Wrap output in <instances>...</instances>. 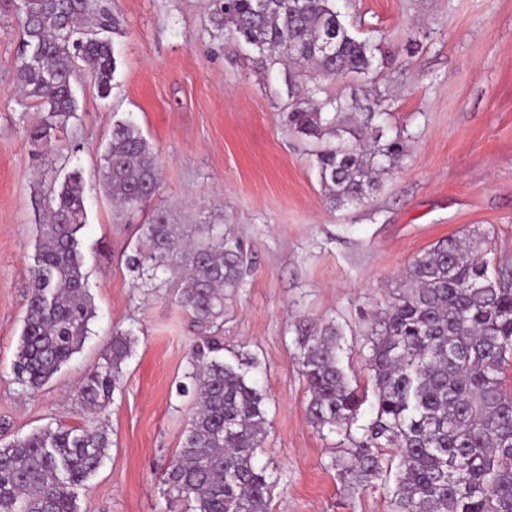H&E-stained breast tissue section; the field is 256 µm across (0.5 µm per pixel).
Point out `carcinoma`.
<instances>
[{
  "instance_id": "cac0c4a2",
  "label": "carcinoma",
  "mask_w": 512,
  "mask_h": 512,
  "mask_svg": "<svg viewBox=\"0 0 512 512\" xmlns=\"http://www.w3.org/2000/svg\"><path fill=\"white\" fill-rule=\"evenodd\" d=\"M15 11L23 15L15 80L25 99L69 118L76 111L71 78L80 65L100 96L110 95V35L120 28L112 0H19ZM211 22L268 53L272 63L288 61V122L322 143L315 161L327 201L335 208L366 203L385 171L375 157H401V135L382 140L379 113L323 94L304 70L368 78L374 45L350 33L335 0H214ZM51 129L49 122L35 125L27 137L48 153ZM99 178L124 211L144 209L157 194L158 154L135 123L113 124ZM44 208L13 363L30 391L82 350L95 317L78 249L81 174L70 173L51 190ZM138 231L127 265L168 274L199 334L182 384L195 406L164 482V512H177L179 503L183 512H270L275 481L254 462L268 426L263 396L224 362L223 342L210 335L224 316V289L240 284L243 252L224 236V225L173 224L162 209ZM484 241L450 236L414 257L405 288L372 319L376 415L350 457L333 465L342 467L347 487L364 488L381 476L383 448L395 449L393 512H512V393L501 378L512 352V280L489 272ZM337 336L327 324L301 341L308 417L331 431L348 429L363 402L339 366ZM131 344L128 334L112 330L109 349L85 376L79 397L91 418L110 403ZM109 445L103 429L60 425L0 446V512H77L74 489L99 469Z\"/></svg>"
}]
</instances>
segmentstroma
I'll return each instance as SVG.
<instances>
[{
	"mask_svg": "<svg viewBox=\"0 0 512 512\" xmlns=\"http://www.w3.org/2000/svg\"><path fill=\"white\" fill-rule=\"evenodd\" d=\"M353 36L378 47L373 80L323 81L365 100L386 90L379 123L401 136L364 206L328 204L316 143L285 120V72L210 23L212 0H112L116 70L101 98L84 70L77 110L39 158L26 130L47 120L14 79L21 21L0 0V445L45 426H87L78 389L112 330L134 344L99 420L108 456L77 491L80 512H161L165 471L192 407L179 386L196 338L165 275L144 281L125 257L149 211L119 212L97 170L117 120L134 122L159 156L153 199L175 224H220L248 267L224 295V359H254L267 433L256 454L276 482L272 512H392L395 469L356 491L332 462L375 416L369 319L392 300L408 263L438 240L484 237L486 258L512 272V0H336ZM84 179L80 232L96 315L81 352L42 389L23 390L12 366L31 286L41 200L71 172ZM334 323L339 365L366 397L350 434L309 422L300 372L305 330Z\"/></svg>",
	"mask_w": 512,
	"mask_h": 512,
	"instance_id": "1",
	"label": "stroma"
}]
</instances>
